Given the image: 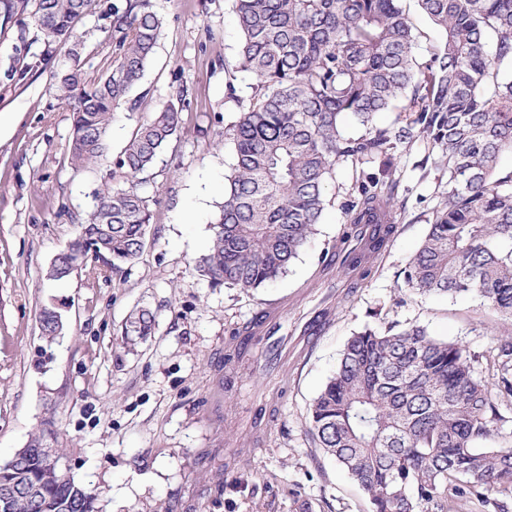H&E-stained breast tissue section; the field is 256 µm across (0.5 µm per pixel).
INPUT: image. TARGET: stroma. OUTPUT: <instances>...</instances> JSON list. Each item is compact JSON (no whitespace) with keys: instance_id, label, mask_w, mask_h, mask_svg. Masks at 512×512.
Here are the masks:
<instances>
[{"instance_id":"1","label":"stroma","mask_w":512,"mask_h":512,"mask_svg":"<svg viewBox=\"0 0 512 512\" xmlns=\"http://www.w3.org/2000/svg\"><path fill=\"white\" fill-rule=\"evenodd\" d=\"M113 2L99 0L45 65L29 17L0 32V113L10 115L0 129V462L46 434L96 490L100 512H371L307 432L310 404L348 339L417 325L466 345L484 379L495 338L512 329L477 296L418 294L403 282L447 172L428 162L425 140L397 146L404 209L356 284L336 264L349 229L344 204L359 172L379 171V157L337 162L321 221L285 275L258 289L212 286L195 261L223 201L232 128L257 82L236 68L233 0H152L164 27L144 77L114 115L107 156L77 169L73 113L54 87L71 70L94 78L108 67ZM20 57L33 69L18 84L8 68ZM182 83L189 104L177 134L139 187L152 214L139 257L118 271L97 262L47 281L49 264L79 233L90 192L122 183L114 160L138 121ZM51 303L66 330L50 342L39 313ZM140 309L154 325L129 348L122 332ZM273 312L288 339L280 369H266L257 340L226 364L246 326Z\"/></svg>"}]
</instances>
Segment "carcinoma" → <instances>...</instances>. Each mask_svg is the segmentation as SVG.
<instances>
[{
  "instance_id": "carcinoma-1",
  "label": "carcinoma",
  "mask_w": 512,
  "mask_h": 512,
  "mask_svg": "<svg viewBox=\"0 0 512 512\" xmlns=\"http://www.w3.org/2000/svg\"><path fill=\"white\" fill-rule=\"evenodd\" d=\"M96 0H0V28L28 15L47 44L69 38ZM402 0H234L242 34L238 67L257 85L234 125L233 162L209 246L197 269L213 285L258 288L284 274L315 233L336 162L382 156L345 206L364 249L342 253L349 275L385 247L399 180L392 150L426 139L448 170V192L425 241L402 271L407 288L451 297L475 294L512 321V0H418L442 32L428 62ZM112 65L93 83L75 69L57 91L74 112L71 165L104 156L115 110L139 84L163 21L151 0L112 5ZM408 101L396 130L372 126L376 113ZM187 88L139 124L114 166L129 187L93 192L94 207L60 252L47 279L63 280L102 260L113 269L139 255L151 212L138 186L176 134ZM355 117L365 134L349 138ZM42 335L64 328L54 306L39 315ZM152 314L130 321L145 336ZM476 355L420 326L366 329L350 338L336 371L309 411V430L368 496L372 512H488L490 495L512 488V448L488 446L503 421L498 399L512 397V333L490 351L492 382L475 376ZM19 493L9 512H99L94 490L69 473L45 477L40 461L0 463V485Z\"/></svg>"
}]
</instances>
